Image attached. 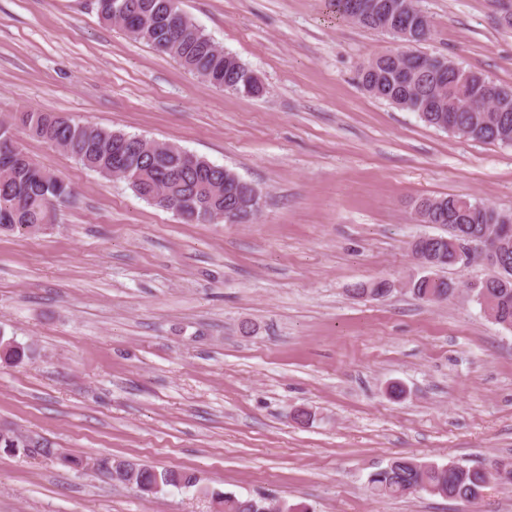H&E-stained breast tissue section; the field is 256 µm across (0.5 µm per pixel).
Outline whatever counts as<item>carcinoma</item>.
<instances>
[{
	"instance_id": "carcinoma-1",
	"label": "carcinoma",
	"mask_w": 512,
	"mask_h": 512,
	"mask_svg": "<svg viewBox=\"0 0 512 512\" xmlns=\"http://www.w3.org/2000/svg\"><path fill=\"white\" fill-rule=\"evenodd\" d=\"M336 16L360 26L385 33L396 28L393 15L404 6L403 0H330ZM99 14L113 23L121 20L119 29L129 38L149 45L155 51L175 59L202 83L223 89L235 88L237 94L258 97L263 86H247L246 66L240 59L224 52L201 27L180 8V0H104ZM410 41L415 45L407 58L375 59L361 73L363 88L374 98L400 109L414 112L427 125L445 130L448 121V83L453 72H444L438 84L417 77L415 70L427 54L416 46L428 40L426 30L417 16L407 21ZM473 81L488 94L494 90L499 99H509L512 88L498 84L479 70H470ZM469 139L486 144H502L491 138L495 132H512V112L477 110ZM51 143L67 153L80 166L112 179V159L115 148L127 141L126 134L100 127L89 121L58 116L51 112L30 110L16 112L0 120V227L27 233L54 223L49 214L71 197L70 185L58 174L39 165L19 142L17 132ZM126 166L131 168L128 184L147 200L165 186L185 203H203L213 211L244 210L247 200L234 191L240 176L233 170L200 158L174 144L164 143L128 154ZM460 195L422 197L416 204V214L423 224H437L443 229L434 244L436 251H448V241L493 231L505 211L470 200L459 203ZM494 274L486 278L491 288L486 293L477 289L474 295L493 300L487 318L502 327L512 324V283L498 288L494 283L502 271L499 264L490 263ZM448 279L435 275L432 281L414 277L408 290L428 303L448 299ZM29 356V347L14 339L0 336V359L16 364ZM0 449L26 457L52 456L53 443L39 434H21L15 443L0 441ZM96 473L110 480L112 472L124 469L128 481L146 495H154L166 487L194 488L204 496H212L224 505L222 512H261L264 502L258 498L212 492L190 469H162L126 458L98 457L94 459ZM484 476L468 472L459 480L443 478L433 464L426 465L411 457H395L383 468L370 474L368 489L380 498H396L415 492H425L449 500L475 503V490Z\"/></svg>"
}]
</instances>
